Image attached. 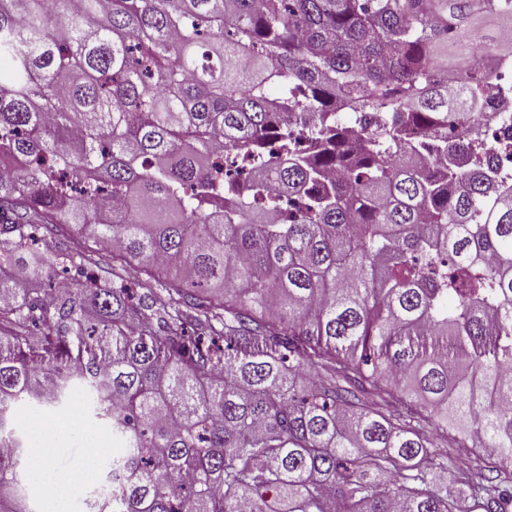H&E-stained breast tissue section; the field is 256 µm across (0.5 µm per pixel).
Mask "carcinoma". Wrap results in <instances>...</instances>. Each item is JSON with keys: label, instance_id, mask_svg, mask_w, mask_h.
Returning <instances> with one entry per match:
<instances>
[{"label": "carcinoma", "instance_id": "obj_1", "mask_svg": "<svg viewBox=\"0 0 512 512\" xmlns=\"http://www.w3.org/2000/svg\"><path fill=\"white\" fill-rule=\"evenodd\" d=\"M507 29L512 0H0V512H39L18 410L76 395L119 448L87 512H509L499 90L448 87ZM73 231L112 276L49 291ZM423 420L489 474L445 479Z\"/></svg>", "mask_w": 512, "mask_h": 512}]
</instances>
